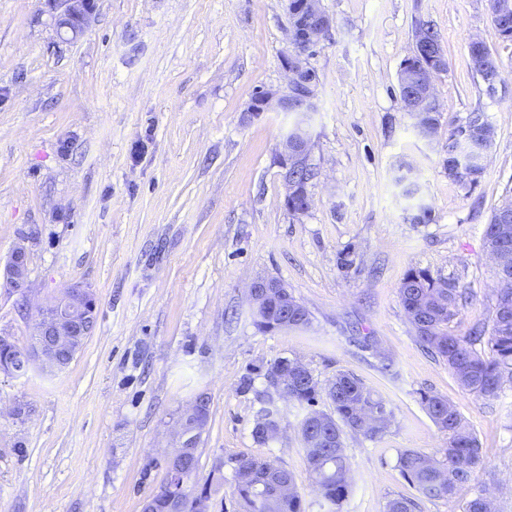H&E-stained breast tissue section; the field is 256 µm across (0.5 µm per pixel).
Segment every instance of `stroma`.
I'll use <instances>...</instances> for the list:
<instances>
[{"mask_svg":"<svg viewBox=\"0 0 512 512\" xmlns=\"http://www.w3.org/2000/svg\"><path fill=\"white\" fill-rule=\"evenodd\" d=\"M334 19L309 59L316 80L310 209L288 211L279 143L289 112L246 118L262 91H288L284 0H97L86 33L62 41L44 0H0V336L31 341L37 308L66 286L95 296L93 334L62 371L0 372V512H142L166 480L181 412L210 397L199 480L210 512H243L233 456L291 472L305 512H323L284 404L285 433L252 435L249 369L299 358L320 384L338 372L380 394L394 422L380 438L346 434L352 490L341 512H464L484 492L512 512V381L471 394L416 339L399 298L409 269L452 277L469 299L452 327L491 326L496 266L484 233L512 204V42L491 0H323ZM432 27L447 66L433 80L439 129L423 141L400 103L397 74L414 33ZM499 63L488 93L471 40ZM494 130L476 185L450 179L448 134L470 113ZM418 187L402 193L399 177ZM428 223L411 220L418 205ZM28 253L24 289L5 268ZM353 247L349 272L337 256ZM282 280L311 314L301 329L259 332L248 288ZM448 397L477 436L484 466L452 500L418 496L399 453L445 438L421 392ZM27 406L13 418L15 406Z\"/></svg>","mask_w":512,"mask_h":512,"instance_id":"obj_1","label":"stroma"}]
</instances>
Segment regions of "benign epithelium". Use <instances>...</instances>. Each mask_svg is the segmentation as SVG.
<instances>
[{
	"label": "benign epithelium",
	"instance_id": "obj_1",
	"mask_svg": "<svg viewBox=\"0 0 512 512\" xmlns=\"http://www.w3.org/2000/svg\"><path fill=\"white\" fill-rule=\"evenodd\" d=\"M56 16L59 37L82 35L89 27L95 11V0H44ZM288 13L293 51L283 58L288 72L289 93L277 95L263 92L248 108L249 116L256 117L264 112L283 111L297 114V121L283 137L279 147V162L287 173L293 172L307 162L308 137L311 114L315 112L312 102L308 58L332 29V17L322 7V0H285ZM435 94L433 83H423L408 89L402 107L409 112L417 130L423 129L426 113L434 111ZM493 131L488 127L483 138L477 141L462 140L456 148L460 165L468 170L481 167L485 145L492 140ZM28 257L24 248L13 249L6 270V280L11 287H25ZM283 284L259 278L249 288V299L253 314L258 316L268 297L274 293L286 295ZM94 296L80 285L64 288L46 305L37 309L32 340L29 346L20 347L6 338H0V348L21 359L18 366L11 360L0 363V370L20 376L28 372L39 361L49 372L64 370L82 348L95 329L90 319L89 306ZM209 396L205 392L196 395L193 404L179 417L177 444L166 455L165 464L170 480L143 504L142 512H160L159 504H165L168 512H178L182 503L190 501L193 512H207L208 497L202 492L188 493L185 480L197 470V449L194 448L196 435L203 432L207 424L205 408Z\"/></svg>",
	"mask_w": 512,
	"mask_h": 512
}]
</instances>
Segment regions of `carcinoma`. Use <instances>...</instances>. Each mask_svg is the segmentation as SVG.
<instances>
[{
  "mask_svg": "<svg viewBox=\"0 0 512 512\" xmlns=\"http://www.w3.org/2000/svg\"><path fill=\"white\" fill-rule=\"evenodd\" d=\"M427 39L435 45V56L418 67V61L406 59L401 67L418 76V80H433L443 71V48L437 32L424 28ZM470 63L477 74H482L483 63L494 60L487 47L472 41L468 46ZM487 121L483 114L474 112L466 124L448 133V176L474 185L482 171H460L455 165L457 138L464 136L477 140L482 136ZM317 175L309 165L293 173L294 193L288 197V210H296L308 197V184ZM488 248L499 252L503 265L497 267L507 287L500 290L494 308L493 325L488 344L489 354L478 352L473 345L483 336L476 327L468 335L458 336L449 324L459 315L467 302L465 290L453 279L433 275L427 269L412 268L399 287L401 304L414 326L417 340L448 364L461 386L482 398L498 396L504 379L512 380V217L503 219L496 211L485 228ZM310 323L308 309L296 299L287 302L277 299L266 309L262 319L255 322L261 332H272L284 327L303 328ZM268 380L259 394L252 435L265 444L270 441L266 418L282 413L276 397L277 386L288 387V400L308 409L311 420L304 430L305 437L315 440L314 447L304 449L306 460L314 476L316 490L329 512H340L351 492V470L345 454L344 434L347 432L374 440L389 428L392 410L387 402L360 378L348 372H339L325 387L321 386L310 368L296 358H279L269 364L256 366L243 376L240 389H253L254 376ZM329 400L331 411L319 410V400ZM420 403L437 429L446 437V447L433 454L407 448L398 456V468L404 480L428 499L451 500L458 485L467 482L484 464L477 437L463 422L458 408L448 398L432 392L420 393ZM237 480L236 492L244 512H303L302 498L293 477L274 462L256 457L229 458ZM278 480L288 482V488L274 491Z\"/></svg>",
  "mask_w": 512,
  "mask_h": 512,
  "instance_id": "cac0c4a2",
  "label": "carcinoma"
}]
</instances>
